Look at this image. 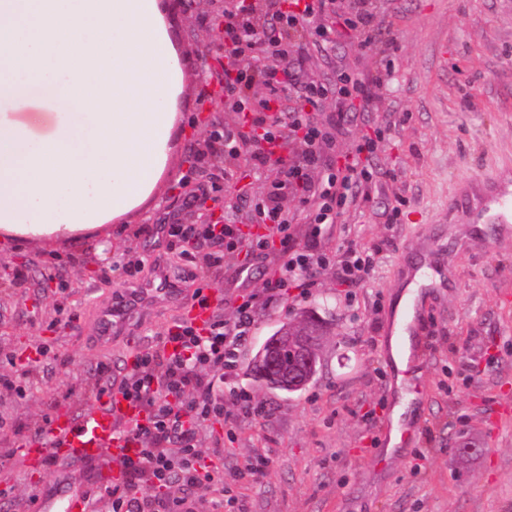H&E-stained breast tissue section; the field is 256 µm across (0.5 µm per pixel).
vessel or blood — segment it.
<instances>
[{
  "label": "vessel or blood",
  "instance_id": "vessel-or-blood-1",
  "mask_svg": "<svg viewBox=\"0 0 512 512\" xmlns=\"http://www.w3.org/2000/svg\"><path fill=\"white\" fill-rule=\"evenodd\" d=\"M451 205L473 209L476 222L482 224L512 223V180L496 175L479 173L460 184L450 199ZM180 292L179 283L172 280L165 269H157L153 276L140 281L133 290L127 291L120 305L100 309L96 318L103 333H111L123 323L124 312L130 308L152 305L175 297ZM222 301L220 293L208 296L207 306L197 301L183 304L182 318L197 328H205L211 321L212 310ZM425 304L422 296H415L403 309L400 325L411 339L415 349L426 348L422 322ZM420 369L411 365L407 369H394L399 377L400 390L407 395L421 397ZM140 407L130 403L122 393L112 392L104 404H91L80 413H57L42 437L28 442V450L34 451L39 460L48 455L67 459L70 463L89 466H115L120 460L134 456L135 443L119 432L118 423L141 420ZM64 503L66 512H84L87 498L73 487H64L56 497L42 500L40 512H56L57 503Z\"/></svg>",
  "mask_w": 512,
  "mask_h": 512
}]
</instances>
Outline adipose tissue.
I'll return each mask as SVG.
<instances>
[{
	"mask_svg": "<svg viewBox=\"0 0 512 512\" xmlns=\"http://www.w3.org/2000/svg\"><path fill=\"white\" fill-rule=\"evenodd\" d=\"M166 0H0V235L70 241L171 163L181 61Z\"/></svg>",
	"mask_w": 512,
	"mask_h": 512,
	"instance_id": "obj_1",
	"label": "adipose tissue"
}]
</instances>
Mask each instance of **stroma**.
Listing matches in <instances>:
<instances>
[{
  "mask_svg": "<svg viewBox=\"0 0 512 512\" xmlns=\"http://www.w3.org/2000/svg\"><path fill=\"white\" fill-rule=\"evenodd\" d=\"M167 21L180 56L192 72L207 68L224 42V0H168ZM378 28L395 21L392 56L396 80L374 88L371 112L339 142L351 152L364 133H382L376 177L366 201L350 207L332 229L322 231L323 250L350 246L383 248L372 281L348 290L333 268L321 269L311 288H291L282 302H257L253 335L243 347L235 376L224 382V408H238L247 393L266 416L246 419L234 436L223 424L204 422L198 449L224 450V480L257 455L271 463L241 490L248 512H512V223L472 224L462 210H449L456 180L512 166V0H379ZM200 84L191 85L180 106L171 178L129 220L113 225L111 237L76 243L0 240V376L13 374L4 355L32 345L49 347L57 359L48 372H33L25 396L0 386V416L15 427L0 430V512H34L33 491L54 493L59 480L83 486L107 512L106 488L116 476L91 467L60 471L32 466L21 451L36 425L59 411L80 412L92 402L94 368L104 359L130 361L126 337L147 344L176 321L177 304L137 310L108 347L97 345L93 320L98 305L118 301L127 284L128 261L179 265V249L152 238L150 225L166 214L196 223L183 209L185 194L208 187L213 221L232 214L251 223V201L264 197L279 177L270 170L237 199V163L208 154L213 132L237 126L239 115L223 101L202 109ZM206 163L192 170L197 153ZM195 180L184 183L186 175ZM400 205L389 219L385 210ZM441 250L442 284L425 291L431 345L423 361L421 433L380 471L373 460L386 447L384 423L395 403L391 394V312L406 286L402 266L431 247ZM242 255L228 252L221 267L182 285L221 292L217 313L233 321L242 302L234 270ZM26 268V287H13L15 270ZM304 311L330 327L317 371L301 391L268 390L250 372L264 342ZM481 445L480 455L460 462V442Z\"/></svg>",
  "mask_w": 512,
  "mask_h": 512,
  "instance_id": "35a3bbf8",
  "label": "stroma"
}]
</instances>
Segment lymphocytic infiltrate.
I'll use <instances>...</instances> for the list:
<instances>
[{
  "instance_id": "1",
  "label": "lymphocytic infiltrate",
  "mask_w": 512,
  "mask_h": 512,
  "mask_svg": "<svg viewBox=\"0 0 512 512\" xmlns=\"http://www.w3.org/2000/svg\"><path fill=\"white\" fill-rule=\"evenodd\" d=\"M377 8V0H224V46L238 61L235 74L224 77V104L243 113L252 129L264 132L257 141L242 127L225 129L218 136L224 155L247 156L249 171L256 175L279 167L285 186L311 205L309 217L315 224L334 223L341 206L367 196L372 181L371 156L379 143L369 136L356 152L344 154L326 177L318 179L314 173L335 154L337 137L347 125L370 111L374 83L392 76L389 55L396 38L375 28ZM338 29L379 55L375 77L340 68L323 80H300L296 53L307 46L333 52L332 35ZM330 97L336 108L326 123H319L321 104ZM295 143L301 150L292 157L288 150ZM254 210V224L266 232L253 238L245 237L238 225L208 221L160 223L151 231L177 238L187 263L204 250L210 265L218 267L225 251L245 248L246 257L237 267L243 288L249 286L262 251L278 243L283 263L279 277L267 284L269 303L279 301L285 289L312 287L319 269L329 263L335 264L341 286L358 288L370 282L376 250L350 248L332 258L317 241L296 245L279 189L255 203ZM254 322L253 300L248 297L238 305L234 321L216 316L204 330L178 323L145 345L132 364L116 366L108 359L97 363L94 401L116 390L144 411L142 421L129 430L138 450L121 464L122 479L109 492L111 512H197L192 490L202 485L218 487L227 506L235 507L238 498L225 486L223 470L200 463L197 436L201 424L211 419L223 420L231 433L243 419L262 415V408L253 406L244 393L237 412L224 410V381L233 375ZM148 485L163 489V496H144Z\"/></svg>"
}]
</instances>
